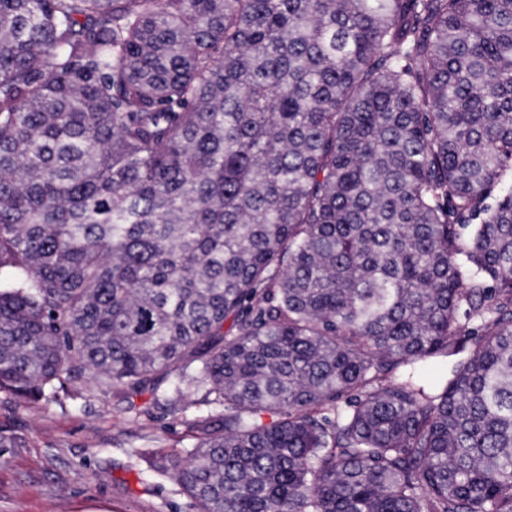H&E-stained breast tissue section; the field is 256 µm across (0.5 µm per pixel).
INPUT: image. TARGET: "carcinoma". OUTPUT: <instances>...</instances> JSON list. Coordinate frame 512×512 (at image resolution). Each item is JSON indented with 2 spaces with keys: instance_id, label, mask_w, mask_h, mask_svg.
Listing matches in <instances>:
<instances>
[{
  "instance_id": "obj_1",
  "label": "carcinoma",
  "mask_w": 512,
  "mask_h": 512,
  "mask_svg": "<svg viewBox=\"0 0 512 512\" xmlns=\"http://www.w3.org/2000/svg\"><path fill=\"white\" fill-rule=\"evenodd\" d=\"M86 382L193 512H512V0H0V392Z\"/></svg>"
}]
</instances>
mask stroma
<instances>
[{
	"label": "stroma",
	"instance_id": "obj_1",
	"mask_svg": "<svg viewBox=\"0 0 512 512\" xmlns=\"http://www.w3.org/2000/svg\"><path fill=\"white\" fill-rule=\"evenodd\" d=\"M157 410L132 420L125 402L95 389L63 405L29 404L0 392V512H192L173 480L139 472L136 455L183 452L195 442L188 420Z\"/></svg>",
	"mask_w": 512,
	"mask_h": 512
}]
</instances>
